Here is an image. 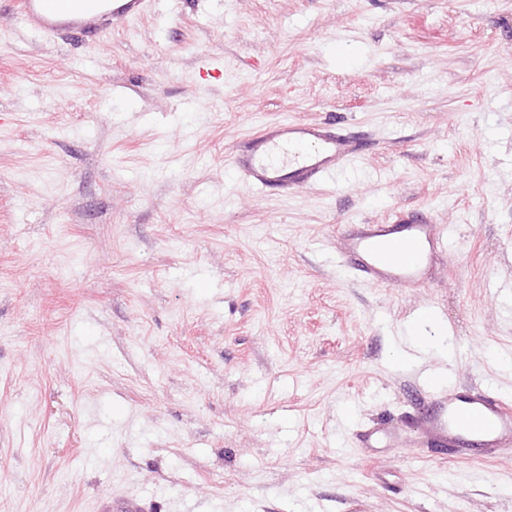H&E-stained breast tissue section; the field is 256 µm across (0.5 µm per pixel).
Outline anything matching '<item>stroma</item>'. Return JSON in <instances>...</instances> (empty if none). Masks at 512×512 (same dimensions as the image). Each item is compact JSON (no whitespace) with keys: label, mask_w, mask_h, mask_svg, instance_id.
<instances>
[{"label":"stroma","mask_w":512,"mask_h":512,"mask_svg":"<svg viewBox=\"0 0 512 512\" xmlns=\"http://www.w3.org/2000/svg\"><path fill=\"white\" fill-rule=\"evenodd\" d=\"M339 118L333 180L232 167ZM396 210L450 229L425 287L337 254ZM451 378L512 399V0H159L67 44L0 0V512H512V454L419 427ZM336 124L301 120L269 124L234 153L231 163L245 180L264 191L287 193L314 184L362 153V145L338 131ZM287 144L298 151L287 159L272 160V155Z\"/></svg>","instance_id":"obj_1"}]
</instances>
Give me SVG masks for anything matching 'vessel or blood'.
<instances>
[{
  "mask_svg": "<svg viewBox=\"0 0 512 512\" xmlns=\"http://www.w3.org/2000/svg\"><path fill=\"white\" fill-rule=\"evenodd\" d=\"M156 0H15L12 17L39 35L63 40L75 31L96 38L113 23L143 17ZM362 145L335 123L284 120L267 125L239 151L232 164L249 183L285 193L333 175L361 154ZM447 229L395 214L383 224H355L343 234L340 253L380 288H418L441 250ZM432 439L463 457L473 448L512 451V401L488 387L449 384L437 393L436 410L424 423Z\"/></svg>",
  "mask_w": 512,
  "mask_h": 512,
  "instance_id": "vessel-or-blood-1",
  "label": "vessel or blood"
}]
</instances>
